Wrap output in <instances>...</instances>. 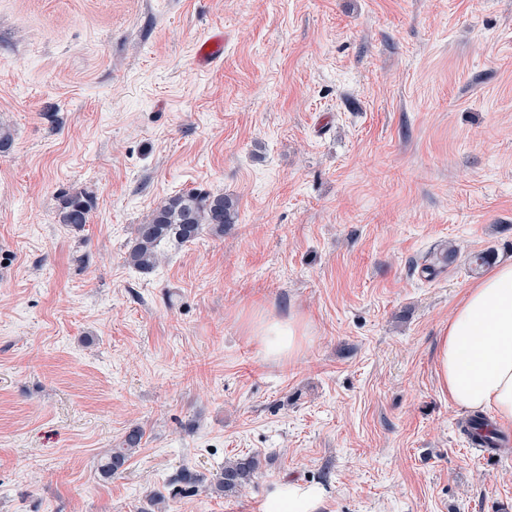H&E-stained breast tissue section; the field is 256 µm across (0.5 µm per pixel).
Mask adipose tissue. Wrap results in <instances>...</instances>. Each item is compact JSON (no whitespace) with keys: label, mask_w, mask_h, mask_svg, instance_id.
I'll return each mask as SVG.
<instances>
[{"label":"adipose tissue","mask_w":512,"mask_h":512,"mask_svg":"<svg viewBox=\"0 0 512 512\" xmlns=\"http://www.w3.org/2000/svg\"><path fill=\"white\" fill-rule=\"evenodd\" d=\"M249 330L274 360L294 356L307 334L305 322L267 315ZM439 389L468 411H492L512 423V264L496 266L468 288L443 331L435 354ZM323 488L282 481L266 497L265 512H318Z\"/></svg>","instance_id":"obj_1"}]
</instances>
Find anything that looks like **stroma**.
I'll return each instance as SVG.
<instances>
[{"mask_svg": "<svg viewBox=\"0 0 512 512\" xmlns=\"http://www.w3.org/2000/svg\"><path fill=\"white\" fill-rule=\"evenodd\" d=\"M0 127V512H148L252 453L242 494L166 512H263L279 481L319 512L512 501V449L471 453L435 363L476 255L512 263V0H0ZM196 188L236 224L128 266ZM262 312L308 323L297 356L266 358ZM224 53V33H213L195 51L196 64L201 68H208L218 62ZM95 209V198L86 191L66 192L61 195L58 203L59 222L81 230L89 223ZM145 432L139 425H132L125 431L121 441L111 448L99 461L97 471L103 479L120 476L137 448H140ZM262 470L263 459L260 454H248L226 461L220 474L206 485L203 475L193 468L182 467L172 480L173 488L169 496L174 499L178 496L195 493L200 488L219 496H238L262 473Z\"/></svg>", "mask_w": 512, "mask_h": 512, "instance_id": "obj_1", "label": "stroma"}]
</instances>
